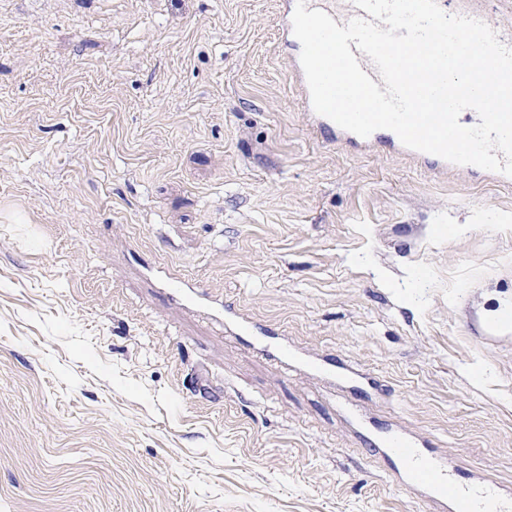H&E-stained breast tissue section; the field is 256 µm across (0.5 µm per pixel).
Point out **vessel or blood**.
<instances>
[{
    "label": "vessel or blood",
    "mask_w": 512,
    "mask_h": 512,
    "mask_svg": "<svg viewBox=\"0 0 512 512\" xmlns=\"http://www.w3.org/2000/svg\"><path fill=\"white\" fill-rule=\"evenodd\" d=\"M308 9L328 13L338 26H345L364 11L353 0H306ZM446 13L463 15L486 23L505 46L512 47V33L506 32L502 16L512 14V0H437ZM309 120L332 140L350 143L361 148L392 146L402 143L391 130L380 129L363 138L337 125L328 117L309 112ZM224 329L241 337L249 346L280 366L311 368L321 378L336 384L345 394L344 408L357 426L362 445L378 455L387 465V480L404 490L417 501L429 505L431 512H512V490L487 482L482 477L467 474L448 458L433 449L421 447L415 436L390 427L376 435L359 414L357 394L377 391L378 386L369 375L355 371L343 360H306L287 346L271 342L268 330L254 326L234 304L224 306Z\"/></svg>",
    "instance_id": "vessel-or-blood-1"
}]
</instances>
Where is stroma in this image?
<instances>
[{"mask_svg":"<svg viewBox=\"0 0 512 512\" xmlns=\"http://www.w3.org/2000/svg\"><path fill=\"white\" fill-rule=\"evenodd\" d=\"M279 9L0 0V512H428L169 271L512 487V185L332 143Z\"/></svg>","mask_w":512,"mask_h":512,"instance_id":"stroma-1","label":"stroma"}]
</instances>
